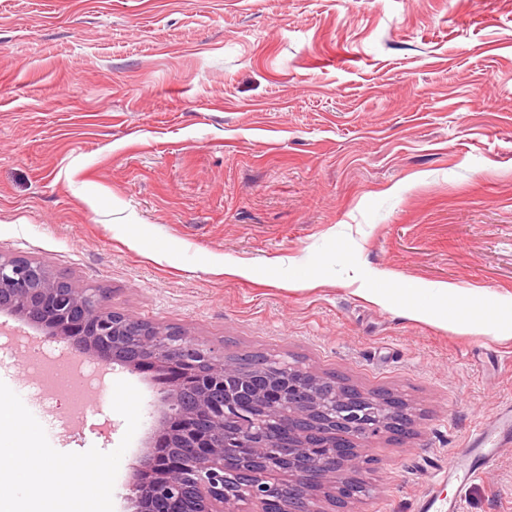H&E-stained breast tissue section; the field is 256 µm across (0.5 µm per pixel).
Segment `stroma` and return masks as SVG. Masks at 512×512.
Segmentation results:
<instances>
[{
  "label": "stroma",
  "mask_w": 512,
  "mask_h": 512,
  "mask_svg": "<svg viewBox=\"0 0 512 512\" xmlns=\"http://www.w3.org/2000/svg\"><path fill=\"white\" fill-rule=\"evenodd\" d=\"M0 253L110 293L125 315L225 355L261 351L416 409L366 447L338 512H512V447L466 487L434 480L476 417L512 401V325L443 328L367 301L447 282L512 293V0H0ZM228 261L244 275L215 272ZM112 365L58 451L114 450ZM20 398L28 353L0 350Z\"/></svg>",
  "instance_id": "35a3bbf8"
}]
</instances>
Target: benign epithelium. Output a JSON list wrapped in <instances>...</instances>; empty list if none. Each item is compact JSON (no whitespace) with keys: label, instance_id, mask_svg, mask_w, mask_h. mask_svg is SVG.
I'll list each match as a JSON object with an SVG mask.
<instances>
[{"label":"benign epithelium","instance_id":"1","mask_svg":"<svg viewBox=\"0 0 512 512\" xmlns=\"http://www.w3.org/2000/svg\"><path fill=\"white\" fill-rule=\"evenodd\" d=\"M0 310L20 317L79 356L156 374L162 401L193 395L183 417L155 418L145 450L129 467L133 512H290L303 494L322 501L367 492L359 447L386 433L397 407L350 402L319 391L320 374L271 357L267 383L238 377L212 348H188L180 330L112 308L106 291L77 288L40 262L0 254ZM308 418L310 440L292 421Z\"/></svg>","mask_w":512,"mask_h":512}]
</instances>
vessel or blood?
Masks as SVG:
<instances>
[{
  "label": "vessel or blood",
  "instance_id": "vessel-or-blood-1",
  "mask_svg": "<svg viewBox=\"0 0 512 512\" xmlns=\"http://www.w3.org/2000/svg\"><path fill=\"white\" fill-rule=\"evenodd\" d=\"M512 446V402L495 413L475 420L465 448L435 473L436 478L459 484L480 478L500 449Z\"/></svg>",
  "mask_w": 512,
  "mask_h": 512
}]
</instances>
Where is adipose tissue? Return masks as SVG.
Returning <instances> with one entry per match:
<instances>
[{
    "label": "adipose tissue",
    "mask_w": 512,
    "mask_h": 512,
    "mask_svg": "<svg viewBox=\"0 0 512 512\" xmlns=\"http://www.w3.org/2000/svg\"><path fill=\"white\" fill-rule=\"evenodd\" d=\"M371 302L401 307L412 318L427 313L430 303L441 306L444 324L456 329L483 331L495 322L498 313H512V293L498 295L494 304L486 305L465 296L448 283H433L422 288L394 287L388 276H379L375 287L366 289Z\"/></svg>",
    "instance_id": "ef3b65f1"
}]
</instances>
